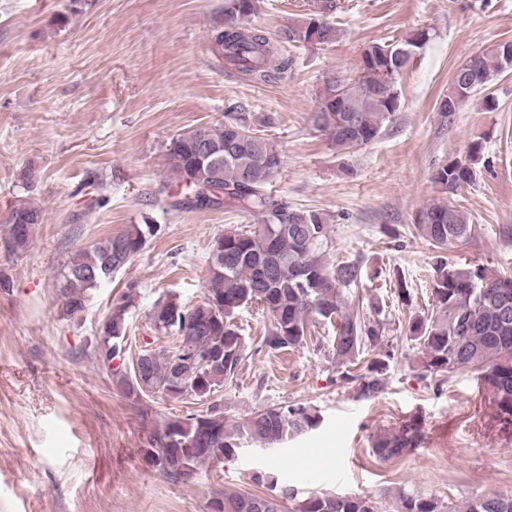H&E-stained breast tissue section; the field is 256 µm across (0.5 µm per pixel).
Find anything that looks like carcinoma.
<instances>
[{
    "label": "carcinoma",
    "instance_id": "obj_1",
    "mask_svg": "<svg viewBox=\"0 0 512 512\" xmlns=\"http://www.w3.org/2000/svg\"><path fill=\"white\" fill-rule=\"evenodd\" d=\"M257 0H224V20L211 33L213 49L226 64L262 82L288 78L293 61L264 30L250 23ZM337 28L310 15L294 22L289 41L324 45L336 41ZM420 32L401 44L368 45L358 78L349 84L332 81L319 94L312 123L340 149L374 141L399 108L398 80L408 69L415 49L425 44ZM512 68V42L476 53L452 74L441 112H456L495 75ZM481 146L468 157L444 161L434 174L445 198L426 205L413 233L440 252L433 267L432 308L410 322L409 332L420 341L422 375L442 377L468 368L482 370L481 385L492 398L499 421L512 426V276L484 266L450 263L442 252L469 240L475 225L451 202L473 181V165ZM169 163L181 186L171 207L178 210L233 206L261 216V223L230 228L214 238L208 255V277L202 302L188 309L169 297L155 303L151 321L157 331L174 335L171 349L145 348L127 369L128 316L137 295L130 282L113 302L96 336L95 359L129 398L147 393L187 395L209 401L206 411L167 418L158 424L144 449L149 462L167 479L194 481L198 471L217 457L229 458L254 441L280 446L319 427V414L301 404L273 406L236 421L224 419V406L214 398L218 388L236 378L245 343L233 318L249 305L263 306L271 327L263 344L272 351L297 349L306 343L312 320L319 317L335 329L333 356L342 378L356 384L363 399L379 396L387 387L393 355L378 349L379 331L343 299L342 289L355 286L366 271L357 260L336 261L325 214L295 210L272 194L271 183L283 160L275 145L261 134L245 112H226L224 122L199 126L171 142ZM43 211L18 203L7 224L9 243L24 249ZM157 225L143 218L119 234L78 250L64 268L57 297L61 312L73 317L85 311L92 291L143 250ZM421 426L412 420L395 433L378 437L373 452L384 460L398 458L420 442ZM256 495L217 493L210 512H255ZM263 512H512V494L474 497L446 506L421 493L399 491L383 502L368 496L313 493L298 501L294 489L281 486L263 496Z\"/></svg>",
    "mask_w": 512,
    "mask_h": 512
}]
</instances>
